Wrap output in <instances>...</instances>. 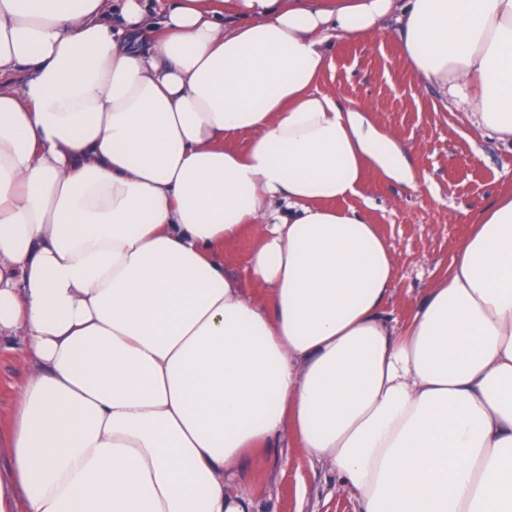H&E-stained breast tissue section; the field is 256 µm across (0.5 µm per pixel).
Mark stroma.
Wrapping results in <instances>:
<instances>
[{"instance_id":"1","label":"stroma","mask_w":512,"mask_h":512,"mask_svg":"<svg viewBox=\"0 0 512 512\" xmlns=\"http://www.w3.org/2000/svg\"><path fill=\"white\" fill-rule=\"evenodd\" d=\"M319 91L367 112L404 148L416 187L368 171L358 194L339 201L361 212L384 239L394 261L395 283L385 312L405 323L426 288L498 194L512 187V146L476 128L464 110L442 102L437 88L420 83L405 61L394 30L362 39H339ZM30 364L18 348H0V430ZM239 492L259 512H358L338 478L311 462L293 441L247 464Z\"/></svg>"}]
</instances>
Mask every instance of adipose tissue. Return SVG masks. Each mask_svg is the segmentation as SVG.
<instances>
[{
  "label": "adipose tissue",
  "instance_id": "obj_1",
  "mask_svg": "<svg viewBox=\"0 0 512 512\" xmlns=\"http://www.w3.org/2000/svg\"><path fill=\"white\" fill-rule=\"evenodd\" d=\"M114 8L0 0V343L33 363L0 512H257L230 483L290 438L360 512H512V192L397 325L386 243L333 203L416 175L316 87L390 19L512 145V0ZM248 233L258 296L224 270Z\"/></svg>",
  "mask_w": 512,
  "mask_h": 512
}]
</instances>
